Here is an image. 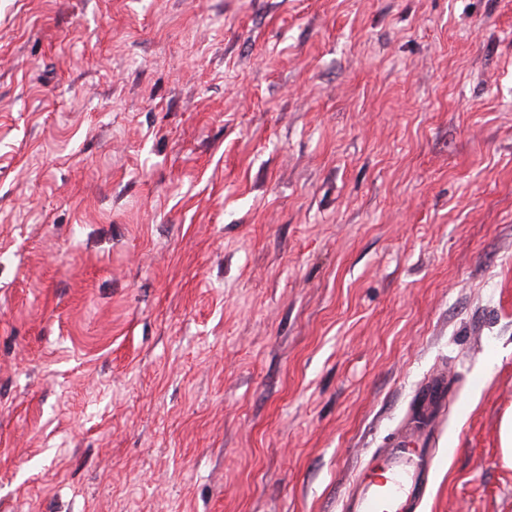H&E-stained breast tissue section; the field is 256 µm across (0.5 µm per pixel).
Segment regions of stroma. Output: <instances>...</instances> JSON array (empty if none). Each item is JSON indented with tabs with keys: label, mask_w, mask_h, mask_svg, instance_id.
I'll list each match as a JSON object with an SVG mask.
<instances>
[{
	"label": "stroma",
	"mask_w": 512,
	"mask_h": 512,
	"mask_svg": "<svg viewBox=\"0 0 512 512\" xmlns=\"http://www.w3.org/2000/svg\"><path fill=\"white\" fill-rule=\"evenodd\" d=\"M439 375L512 512V0H0V512H340Z\"/></svg>",
	"instance_id": "35a3bbf8"
}]
</instances>
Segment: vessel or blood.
Instances as JSON below:
<instances>
[{
  "mask_svg": "<svg viewBox=\"0 0 512 512\" xmlns=\"http://www.w3.org/2000/svg\"><path fill=\"white\" fill-rule=\"evenodd\" d=\"M427 431L422 425L402 432L375 450L354 477L341 512H418L438 461L423 439Z\"/></svg>",
  "mask_w": 512,
  "mask_h": 512,
  "instance_id": "b4317fda",
  "label": "vessel or blood"
}]
</instances>
